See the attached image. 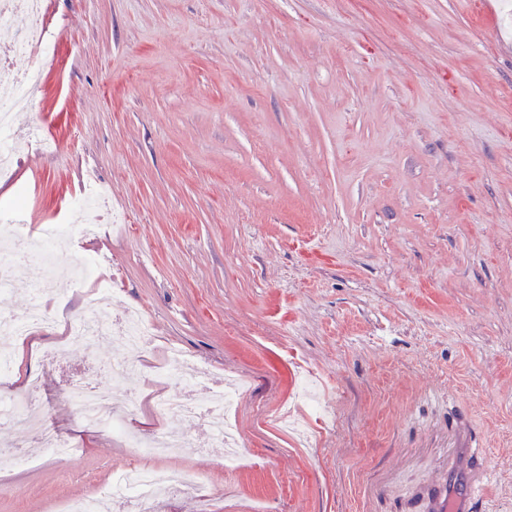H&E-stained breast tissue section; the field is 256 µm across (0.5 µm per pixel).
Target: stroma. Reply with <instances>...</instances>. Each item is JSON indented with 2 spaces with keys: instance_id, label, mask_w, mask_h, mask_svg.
<instances>
[{
  "instance_id": "obj_1",
  "label": "stroma",
  "mask_w": 512,
  "mask_h": 512,
  "mask_svg": "<svg viewBox=\"0 0 512 512\" xmlns=\"http://www.w3.org/2000/svg\"><path fill=\"white\" fill-rule=\"evenodd\" d=\"M49 29L15 60L43 84L15 121L58 148L1 172L0 205L99 221L91 176L112 217L59 247L27 367L76 452L0 461V512H56L132 460L63 396L128 355L68 341L76 255L102 258L109 318L151 323L130 432L190 441L162 463L201 492L157 512H422L465 444L492 468L482 512H512V50L471 0H51ZM173 348L203 389L242 380L235 470L156 411Z\"/></svg>"
}]
</instances>
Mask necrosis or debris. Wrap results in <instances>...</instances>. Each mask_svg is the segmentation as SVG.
<instances>
[{
  "label": "necrosis or debris",
  "instance_id": "4bbe7bcc",
  "mask_svg": "<svg viewBox=\"0 0 512 512\" xmlns=\"http://www.w3.org/2000/svg\"><path fill=\"white\" fill-rule=\"evenodd\" d=\"M46 0H0V22L13 21L16 14H23L26 23L17 31L10 43L0 46V85L16 87L15 95L0 98V167L12 164L17 143L28 147L51 150L38 127L21 131L14 127L13 116L27 107L33 94L40 87V76L35 72L15 73L10 65L12 58L22 54L41 52L48 45V28L44 22ZM0 223L8 234L5 244L0 245V299L8 291L9 274L16 259L33 255L35 278L30 290V303L24 311L16 312L8 307L0 308L1 336H28L34 330L45 327L48 313L44 304L52 291L53 262L51 250L57 240L65 234V225L44 224L37 233H30L22 208L0 209ZM110 294L109 284H98L84 297L85 314L72 322L69 334L72 340L85 341L91 338L105 342L111 334L102 320V309ZM148 336L144 318L130 314L123 329V337L131 353L130 358L117 359L107 367L109 385L92 383L84 379L70 381L63 394L74 406L78 418L85 424L97 427L121 429L134 408L132 398L120 397L111 387L122 384L130 375L131 357L139 353ZM183 393L159 399V410L167 415L182 418H200L210 426L217 442L229 441L232 428L226 417L231 410V398L216 397L210 401L194 399L189 389L191 379L182 380ZM40 392L39 379H32L25 397L0 401V423L25 429L34 447L42 449L53 458H67L74 450L70 442L62 440L48 428L35 404ZM196 476L184 471L161 467L131 466L118 472L113 482L88 499L64 502L61 512H104L105 506H113L114 512H132L133 507H147L153 497L162 491L170 493L191 489Z\"/></svg>",
  "mask_w": 512,
  "mask_h": 512
}]
</instances>
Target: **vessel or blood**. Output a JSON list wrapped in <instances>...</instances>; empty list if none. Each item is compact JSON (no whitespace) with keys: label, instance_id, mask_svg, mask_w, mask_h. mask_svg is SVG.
Masks as SVG:
<instances>
[{"label":"vessel or blood","instance_id":"1","mask_svg":"<svg viewBox=\"0 0 512 512\" xmlns=\"http://www.w3.org/2000/svg\"><path fill=\"white\" fill-rule=\"evenodd\" d=\"M474 448L452 449L444 471L433 472L426 485L423 512H471L488 485L490 471L477 467Z\"/></svg>","mask_w":512,"mask_h":512}]
</instances>
